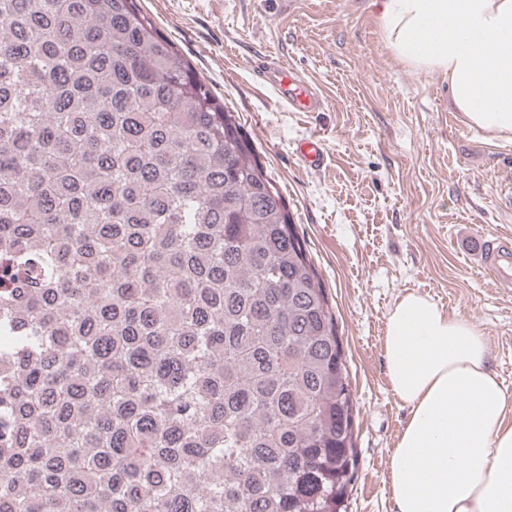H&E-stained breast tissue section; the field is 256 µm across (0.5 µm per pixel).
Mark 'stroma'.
<instances>
[{
  "instance_id": "35a3bbf8",
  "label": "stroma",
  "mask_w": 512,
  "mask_h": 512,
  "mask_svg": "<svg viewBox=\"0 0 512 512\" xmlns=\"http://www.w3.org/2000/svg\"><path fill=\"white\" fill-rule=\"evenodd\" d=\"M142 7L226 107L293 216L326 289L357 398L358 469L349 512H397L390 455L409 408L392 392L387 320L408 293L472 322L490 369L512 392V290L479 259L483 239L512 234V141L448 108V79L385 48L371 0H142ZM294 67L323 98L291 112L257 75ZM320 134L317 169L295 153Z\"/></svg>"
}]
</instances>
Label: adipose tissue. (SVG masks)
I'll list each match as a JSON object with an SVG mask.
<instances>
[{
	"label": "adipose tissue",
	"mask_w": 512,
	"mask_h": 512,
	"mask_svg": "<svg viewBox=\"0 0 512 512\" xmlns=\"http://www.w3.org/2000/svg\"><path fill=\"white\" fill-rule=\"evenodd\" d=\"M387 50L448 77L467 125L512 141V0H372ZM491 51L476 65L472 34ZM393 393L410 418L389 462L398 512H512V393L482 334L409 293L386 328Z\"/></svg>",
	"instance_id": "1"
}]
</instances>
